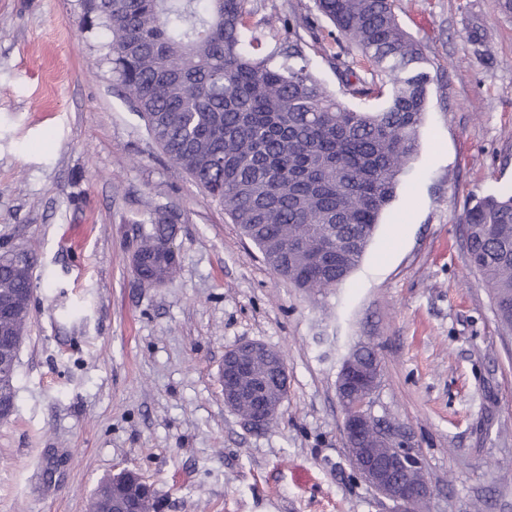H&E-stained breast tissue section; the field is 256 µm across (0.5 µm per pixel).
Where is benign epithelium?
Returning <instances> with one entry per match:
<instances>
[{"label": "benign epithelium", "mask_w": 512, "mask_h": 512, "mask_svg": "<svg viewBox=\"0 0 512 512\" xmlns=\"http://www.w3.org/2000/svg\"><path fill=\"white\" fill-rule=\"evenodd\" d=\"M240 357L224 358L220 380L224 385V406L238 412L239 404L251 393L267 391V380L251 374L246 361L261 359L277 369L280 366L278 351L260 342H243ZM346 359L339 372L337 386L343 410V437L348 447L350 460L356 473L380 495L392 502V512H417L419 503L431 495V486L423 466L406 444L403 427L374 415L369 396L377 386L380 362L355 371ZM287 395L268 398L262 403L255 418H242L244 424L259 430L278 415ZM380 429L378 438L385 444V453L378 454L361 445L363 434L372 428Z\"/></svg>", "instance_id": "7a95c632"}]
</instances>
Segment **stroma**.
<instances>
[{
	"instance_id": "stroma-1",
	"label": "stroma",
	"mask_w": 512,
	"mask_h": 512,
	"mask_svg": "<svg viewBox=\"0 0 512 512\" xmlns=\"http://www.w3.org/2000/svg\"><path fill=\"white\" fill-rule=\"evenodd\" d=\"M266 50L313 0H248ZM432 77L419 152L351 277H278L173 164L113 79L84 0H0V248L34 260L15 412L0 423V512H89L125 468L162 512H390L353 470L336 381L366 343L374 414L402 425L432 486L423 512H512V335L469 267L467 205L512 186V13L498 0H396ZM482 25L490 56L466 40ZM324 25L311 67L347 106ZM172 217L180 266L131 269L141 226ZM280 350L288 397L263 431L225 408L235 345ZM310 475L295 479L296 471Z\"/></svg>"
}]
</instances>
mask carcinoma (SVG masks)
<instances>
[{
  "label": "carcinoma",
  "mask_w": 512,
  "mask_h": 512,
  "mask_svg": "<svg viewBox=\"0 0 512 512\" xmlns=\"http://www.w3.org/2000/svg\"><path fill=\"white\" fill-rule=\"evenodd\" d=\"M346 45L326 57L342 86L364 98L387 96L377 111L338 101L310 69L317 22L296 13L288 44L261 54L246 0H89L107 35L117 84L152 139L259 249L278 276L302 290L334 288L360 263L401 175L419 150L431 75L421 45L401 27L395 0H314ZM468 262L488 288L502 329L512 333V191L489 195L465 213ZM169 218L142 230L137 277L165 283ZM32 276L0 253V297L23 316ZM0 391L16 369L3 363ZM112 478L94 500L112 506Z\"/></svg>",
  "instance_id": "obj_1"
}]
</instances>
